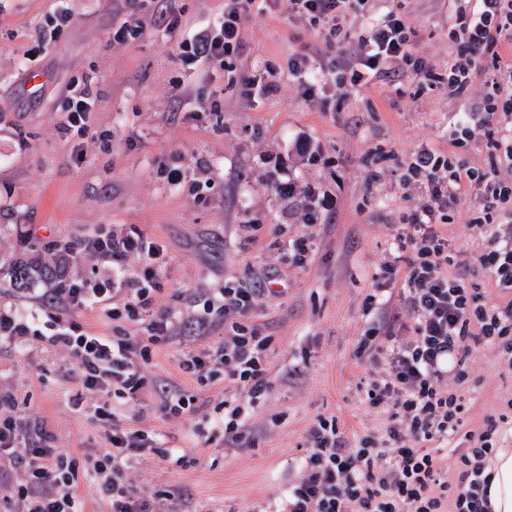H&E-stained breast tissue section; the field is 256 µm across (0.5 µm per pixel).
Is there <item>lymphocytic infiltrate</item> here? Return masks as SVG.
Masks as SVG:
<instances>
[{"label":"lymphocytic infiltrate","instance_id":"1","mask_svg":"<svg viewBox=\"0 0 512 512\" xmlns=\"http://www.w3.org/2000/svg\"><path fill=\"white\" fill-rule=\"evenodd\" d=\"M164 2L163 9L146 19L130 13L120 21L117 37L138 39L149 23L177 31L176 0ZM283 2L294 19L318 28L326 47L357 38L358 56L341 59L336 67L338 80L353 86L378 79L388 65L397 64L422 76L429 86H444L460 96L470 86L473 62L485 59L489 91L479 123L486 129V145L494 149L496 163L512 167V127L501 129L494 123L498 109L512 110V66L499 53L503 43L512 41V0H453L455 20L449 38L454 52L444 73L414 55L415 33L397 10L382 13L360 34H351L347 25L351 13L370 0H224L218 20L178 42L181 62L225 67L241 51L244 19L255 11L276 14ZM96 99L91 87L70 90L64 129L88 134ZM456 132L451 153L419 147L403 175L406 183L420 185L426 200L408 214L410 231L398 236V253L384 262L379 277L385 284H400L409 320L370 327L358 342V354L386 364L358 386L361 401L386 414L385 432L362 436L352 445L335 418L318 417L283 512H490L486 468L502 436L512 432V418L491 414L481 431L463 432L467 405L444 382L450 375L463 381L467 357L482 346L496 350L512 368V225L507 222L512 216V182L457 156V148L470 134L468 119L459 120ZM468 193L477 200L466 212L468 224L489 230L484 251L475 261L497 288L501 297L497 304L485 302L483 292L467 277L472 260L453 249L437 229L439 223L454 219ZM498 215L503 223H495ZM80 255L96 260L97 268L57 289L56 297L75 315L99 306L112 320L143 322L142 335L96 336L75 317L43 322L35 315L0 309V341L34 337L62 349L78 368L84 387L105 393L95 415L108 431L109 447L92 459L91 473L108 496L111 512H149L146 499L136 495L124 478L123 467L130 456L153 449L154 439L118 424L110 399L136 398L145 387L142 367L152 347L168 342L185 326L174 314L153 309L159 275L169 257L162 244L143 234L111 228L76 244L58 243L55 260L69 263ZM133 258L138 266H130ZM264 292L260 282L250 286L225 282L212 297L224 313V343L188 351L182 369L198 377L220 368L225 378L251 397L266 393L270 381L265 356L271 339L252 319ZM460 434L466 446L452 482L438 454ZM2 457L25 475L10 512H83L74 492L77 470L72 460L31 434L13 414L0 416Z\"/></svg>","mask_w":512,"mask_h":512}]
</instances>
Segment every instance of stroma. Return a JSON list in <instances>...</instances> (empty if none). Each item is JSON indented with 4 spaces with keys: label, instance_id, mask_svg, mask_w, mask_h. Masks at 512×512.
I'll return each instance as SVG.
<instances>
[{
    "label": "stroma",
    "instance_id": "stroma-1",
    "mask_svg": "<svg viewBox=\"0 0 512 512\" xmlns=\"http://www.w3.org/2000/svg\"><path fill=\"white\" fill-rule=\"evenodd\" d=\"M59 5L73 22L44 40ZM390 8L414 29V54L447 71L450 0H377L374 12ZM129 10L126 0H0V307L65 316L52 295V242L111 226L163 244L170 263L155 311L202 317L208 328L153 347L143 392L114 399L120 425L154 433L158 442L150 454L131 457L126 473L151 512H278L318 416L336 417L350 437L386 427L357 393L367 370L382 368L356 355L372 324L365 300L405 217L422 202L418 187L401 180L413 151L450 150L454 115L479 110L485 76L476 74L468 93L455 98L409 71L362 86L339 84L331 73L323 88L303 96L286 63L322 46V36L283 8L251 14L242 25L243 51L233 67L277 86L272 96L250 98L228 85L223 70L184 65L176 38L163 30L149 26L139 40H116V23ZM268 59L279 64L278 74L265 72ZM33 70L44 76L35 87L28 83ZM78 81L99 100L91 138L62 127L66 95ZM304 138L317 160L293 152ZM274 163L299 188L315 187L335 202L333 223L318 226L300 268L277 263L282 247L307 227L302 199L284 201L269 181ZM166 168L186 176L170 183L160 175ZM229 280H262L268 288L255 321L272 338V387L254 401L223 373L201 382L180 367L184 352L223 343V313L203 304ZM465 367L466 430L478 431L490 414L512 417V369L497 353L479 348ZM160 386L191 396V412L165 416ZM79 394L80 413L72 404ZM232 395L250 404L239 447L206 434ZM100 402L59 350L36 339L0 344V412L44 424L51 446L75 459L85 512L110 510L88 472L107 446L94 416Z\"/></svg>",
    "mask_w": 512,
    "mask_h": 512
}]
</instances>
